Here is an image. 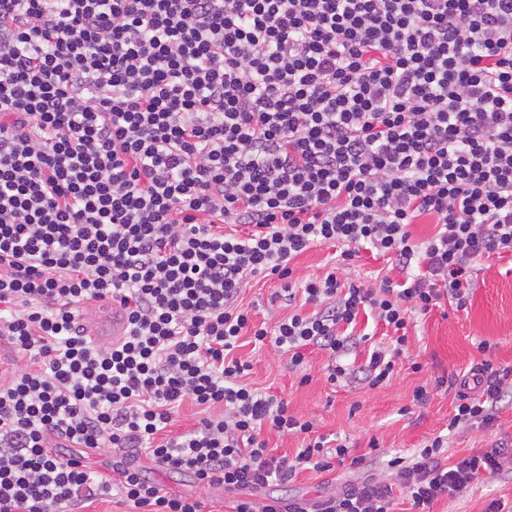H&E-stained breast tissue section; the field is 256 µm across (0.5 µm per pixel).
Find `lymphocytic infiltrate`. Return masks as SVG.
Segmentation results:
<instances>
[{
  "label": "lymphocytic infiltrate",
  "mask_w": 512,
  "mask_h": 512,
  "mask_svg": "<svg viewBox=\"0 0 512 512\" xmlns=\"http://www.w3.org/2000/svg\"><path fill=\"white\" fill-rule=\"evenodd\" d=\"M436 233L413 241L417 218ZM339 248L322 277L295 257ZM420 273L342 282L360 249ZM512 254V0H0V512H202L129 454L234 512H416L512 472L498 445L456 463L443 437L324 499L270 487L304 469H357L345 441L314 435L277 395L245 383L241 337L328 352L327 379L389 383L410 313L465 309L473 273ZM301 309L256 324L258 278ZM117 303L128 330L95 341L80 320ZM391 333L364 365L348 328ZM449 429L492 426L512 367L441 377ZM204 413L171 429L183 403ZM300 437L275 456L262 433ZM112 451V472L87 465ZM137 463L146 467L147 471L150 472V476L157 479L165 490L171 493L192 495L199 498L204 505L203 512H233L232 506L235 505L233 501L236 495L224 493L223 488L215 487L204 490L198 488L188 475L165 474L158 470V467L145 456L143 451Z\"/></svg>",
  "instance_id": "1"
}]
</instances>
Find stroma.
Instances as JSON below:
<instances>
[{"mask_svg": "<svg viewBox=\"0 0 512 512\" xmlns=\"http://www.w3.org/2000/svg\"><path fill=\"white\" fill-rule=\"evenodd\" d=\"M280 286L278 280L262 279L243 293V304L256 321L271 323L285 315V307L270 302ZM479 340L490 343L489 352L477 350ZM235 354L252 365L246 378L251 387L287 400L290 414L314 422L319 433L346 438L352 455L363 459L360 474L365 479L389 482L387 460L411 454L426 438L436 435L447 436L452 464L499 441L512 445V397L500 402L493 428L452 431L448 419L454 393L433 386L436 378L465 370L484 358L497 367L512 366V258L493 259L489 271L478 272L466 309H455L443 299L427 315L412 317L407 351L397 376L387 386L372 389L356 381L330 385L326 380L329 357L322 350L308 356L305 373L310 380L306 383L301 380L305 373L289 370L287 355L273 348L255 349L244 337ZM426 382L433 386L429 401L413 405L414 388ZM138 462L165 490L199 498L204 512H233L235 496L223 488H198L190 476L165 474L144 456ZM342 478L339 469L324 473L305 469L277 487L276 493L285 498H315L332 492ZM493 499L512 502V474L475 482L457 497L436 501L431 512H485Z\"/></svg>", "mask_w": 512, "mask_h": 512, "instance_id": "stroma-1", "label": "stroma"}]
</instances>
